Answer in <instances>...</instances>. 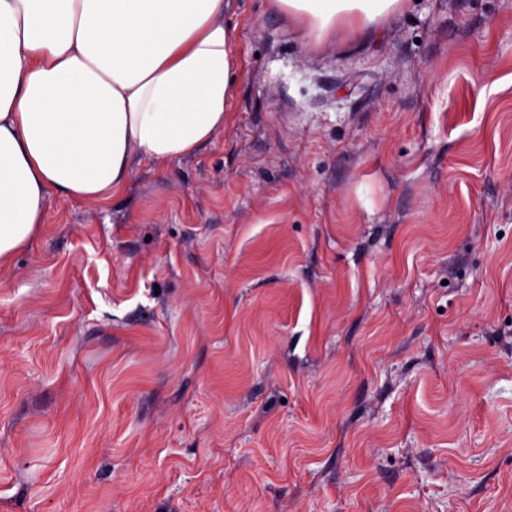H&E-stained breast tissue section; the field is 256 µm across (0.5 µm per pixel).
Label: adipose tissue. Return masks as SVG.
<instances>
[{"mask_svg": "<svg viewBox=\"0 0 512 512\" xmlns=\"http://www.w3.org/2000/svg\"><path fill=\"white\" fill-rule=\"evenodd\" d=\"M319 45L379 32L403 0H273ZM232 0H0V265L52 195L99 201L223 131Z\"/></svg>", "mask_w": 512, "mask_h": 512, "instance_id": "adipose-tissue-1", "label": "adipose tissue"}]
</instances>
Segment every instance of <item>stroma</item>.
<instances>
[{"label": "stroma", "instance_id": "stroma-1", "mask_svg": "<svg viewBox=\"0 0 512 512\" xmlns=\"http://www.w3.org/2000/svg\"><path fill=\"white\" fill-rule=\"evenodd\" d=\"M229 22L223 132L0 266V512H512V0ZM303 37L317 45L358 42L380 31L404 0H271Z\"/></svg>", "mask_w": 512, "mask_h": 512}]
</instances>
